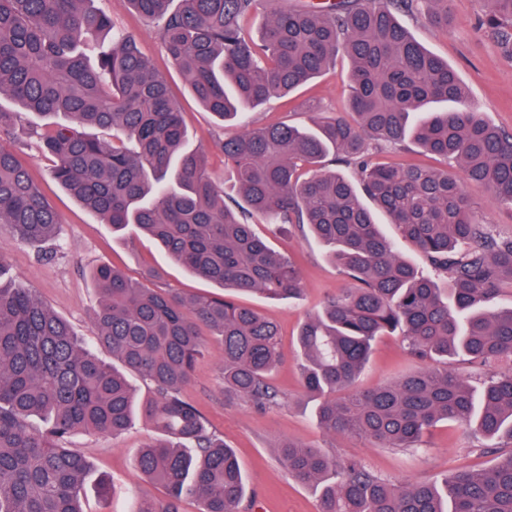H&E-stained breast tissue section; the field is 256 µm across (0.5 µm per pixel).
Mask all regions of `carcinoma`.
Masks as SVG:
<instances>
[{
	"label": "carcinoma",
	"instance_id": "1",
	"mask_svg": "<svg viewBox=\"0 0 512 512\" xmlns=\"http://www.w3.org/2000/svg\"><path fill=\"white\" fill-rule=\"evenodd\" d=\"M272 3L259 37L247 20ZM451 0H129L155 32L193 97L221 123L237 121L273 95H286L349 61L348 111L312 112L309 123L246 127L219 142L240 202L224 200L208 156L186 151L181 103L94 0H0V224L42 249L61 219L28 163L2 145L31 118L52 159L51 177L112 233L157 242L191 273L273 301L302 291L299 269L255 232L308 229L350 285L301 325V388L328 435L351 433L385 448H416L434 424L452 421L486 444L512 445V235L476 219L448 169L370 160V143L456 163L512 209V133L488 123L448 62L422 47L397 15L448 31ZM477 30L512 54V0H484ZM98 48L97 63L83 47ZM63 116L66 123L52 121ZM112 132L108 141L87 132ZM355 164L354 184L327 165ZM372 201L398 240L416 246L424 273L380 230ZM100 298L90 315L108 363L32 293L12 283L0 250V512H83L89 463L69 447L80 432L127 431L141 417L156 437L135 466L165 498H138L134 512H240L247 480L234 451L181 396L204 354L205 328L224 346V400L255 410L282 403L270 381L281 358L279 329L227 296L186 297L99 265ZM447 287H440V282ZM402 338L407 353L440 361L369 391L356 382L374 342ZM460 358L470 373L448 369ZM45 421L34 431L30 418ZM298 483L319 492L320 512H512V450L490 468L443 482L394 484L361 462L294 441L278 445Z\"/></svg>",
	"mask_w": 512,
	"mask_h": 512
}]
</instances>
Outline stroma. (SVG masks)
Returning <instances> with one entry per match:
<instances>
[{
    "label": "stroma",
    "mask_w": 512,
    "mask_h": 512,
    "mask_svg": "<svg viewBox=\"0 0 512 512\" xmlns=\"http://www.w3.org/2000/svg\"><path fill=\"white\" fill-rule=\"evenodd\" d=\"M96 6L108 12L119 28L139 33L142 52L165 75L172 92L182 102V118L188 130L186 150L206 152L212 170L224 184L225 195H235L234 182L224 170V157L217 143L237 134L238 126H217L213 116L187 93L157 35L131 10L127 0H97ZM483 8V0H451L455 28L448 33L412 17H403L402 22L418 43L455 68L484 118L512 133V56L476 31ZM347 71V60L337 59L335 67L292 95L272 97L262 107L249 111L246 120L254 125L282 120L304 124L308 121L306 107L311 103L325 112L343 111L348 96ZM16 137L24 145L22 159L31 160L32 177L41 184L61 218V229L51 252L40 256L15 241L9 225L0 224V244L5 247L10 275L18 287L28 289L67 320L85 342L93 340L89 314L99 301V293L90 272L98 265L119 267L133 278L139 277L144 267L154 266L161 273L156 282L158 288L187 295L220 294V287L171 262L155 242L141 234L113 237L111 225L86 210L51 179L49 160L37 157L36 139L22 129L17 130ZM464 189L479 219L501 232L512 233V210L495 205L488 187L468 182ZM257 231L268 235L272 247L293 257L301 268L300 300L271 301L254 293L237 296L239 302L280 327L283 358L272 372L271 382L283 394L284 401L267 411L225 402L221 380L224 349L213 339L196 364L191 382L182 390L183 397L201 410L235 450L247 478L248 512H318L317 491L291 478L279 459L278 446L287 439L339 458H360L375 474L393 483L438 481L453 470L494 464V455L478 450L476 437L453 423H438L428 430L420 447L408 450L383 448L347 434H324L316 422L314 402L302 393L296 336L304 317L319 310L349 281L313 239L297 231L272 236L263 225ZM420 367V362L407 354L400 337L384 336L375 344L357 386L370 390ZM153 436L151 425L140 420L116 438L93 432L72 438V447L84 454L91 466L82 485L85 512H130L144 493L163 499V489L147 484L133 463L136 450ZM104 478L110 481V496L106 499L99 491V482Z\"/></svg>",
    "instance_id": "obj_1"
}]
</instances>
